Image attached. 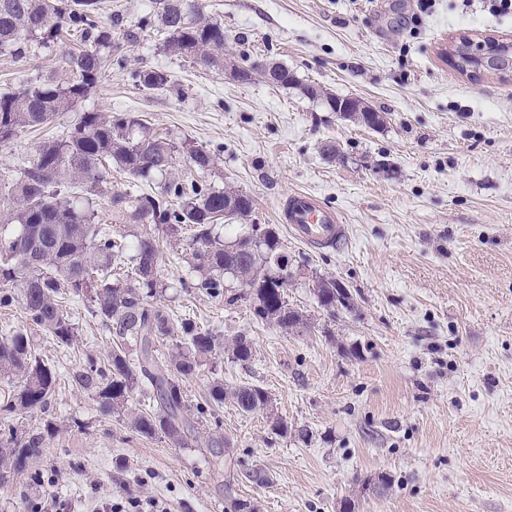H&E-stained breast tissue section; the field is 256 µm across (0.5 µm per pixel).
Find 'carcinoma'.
<instances>
[{
	"mask_svg": "<svg viewBox=\"0 0 512 512\" xmlns=\"http://www.w3.org/2000/svg\"><path fill=\"white\" fill-rule=\"evenodd\" d=\"M156 17L164 35V49L206 66L224 64V26L203 17L196 0H156ZM100 14L99 0H0V54L21 60L51 44L64 30L83 44L64 57L52 78H27L0 93V144L32 128L45 125L60 112H70L84 100L113 66L124 59L112 56V25ZM138 85L154 90L169 85L159 69L135 73ZM208 171L215 155L199 146L179 150L137 117L112 118L82 112L64 136L43 141L30 165L12 183L10 201L0 202V223L13 225L0 235V306L18 303L33 324L60 348L76 339L69 304L88 298L93 313L108 329L113 347L107 361L86 357L70 379L92 393L103 416L126 407L141 388L152 408L132 416L134 428L159 435L174 448L185 443L195 419L215 414L229 400L244 413L267 408L268 392L242 384L231 391L217 379L196 418L188 415L184 379L202 359L222 347L236 361L247 362L253 345L236 336L224 341L191 319L173 324L163 308L150 302L159 293L160 242L153 235L162 225L174 238L189 226L186 242L194 287L212 297L225 296L224 275L235 277L246 293H233L227 303L249 300L255 319L288 332L307 326L286 298L288 273L274 229L262 239L251 235L224 239V217L243 219L253 211L250 196L224 190L205 180L175 174L176 166ZM118 168L141 182L160 180V195H113V215L122 223L117 234L99 224L95 197L105 172ZM79 187V194L72 188ZM319 304L336 308L349 298L333 279L313 280ZM179 334L177 352L166 355L160 340ZM137 360L129 358V347ZM0 375L17 380L5 409L17 415L44 412L57 385L55 367L35 353L31 337L22 330L0 336ZM44 435L34 431L16 440H0V483L17 476L41 482L29 465L42 456Z\"/></svg>",
	"mask_w": 512,
	"mask_h": 512,
	"instance_id": "cac0c4a2",
	"label": "carcinoma"
}]
</instances>
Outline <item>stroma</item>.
Wrapping results in <instances>:
<instances>
[{"label": "stroma", "mask_w": 512, "mask_h": 512, "mask_svg": "<svg viewBox=\"0 0 512 512\" xmlns=\"http://www.w3.org/2000/svg\"><path fill=\"white\" fill-rule=\"evenodd\" d=\"M221 22L222 68L166 53L163 37L142 26L154 0H101L103 17L121 15L113 40L126 58L81 107L135 115L175 142L205 147L217 164L199 177L251 196V225L276 228L292 277L291 307L307 328L285 332L257 321L248 302L227 304L193 288L186 262L166 252L157 299L173 322L194 319L230 339H251L238 362L209 357L184 381L189 406L214 379L225 388L266 389V410L246 414L224 404L197 424L182 448L146 436L130 411L102 417L91 394L69 374L87 355L106 361L109 334L86 299H75L77 347L62 349L17 305L0 307V336L23 330L60 373L47 412L5 409L10 383L0 379V426L15 438L42 430L34 467L44 484L0 485V512L50 503L53 512H93L131 500H159L167 512H229L247 499L255 512H512V78L473 79L450 70L446 55L462 35L512 40V12L485 0H199ZM56 43L23 60L0 56V91L57 69L75 50ZM272 61L297 85L239 81L234 66ZM165 71L172 87L141 90L134 72ZM351 96L382 112L368 129L341 119L304 85ZM77 112L0 146V198L43 138L66 134ZM327 145L343 159L328 160ZM309 191L338 210L348 237L314 249L292 239L278 211L284 197ZM338 281L351 309L330 312L312 288ZM287 421L274 434L273 418ZM223 434L221 453L208 448ZM260 470L264 483L247 479Z\"/></svg>", "instance_id": "stroma-1"}]
</instances>
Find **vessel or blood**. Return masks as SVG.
I'll list each match as a JSON object with an SVG mask.
<instances>
[{
	"label": "vessel or blood",
	"mask_w": 512,
	"mask_h": 512,
	"mask_svg": "<svg viewBox=\"0 0 512 512\" xmlns=\"http://www.w3.org/2000/svg\"><path fill=\"white\" fill-rule=\"evenodd\" d=\"M279 219L292 238L314 248L337 245L347 234L340 213L309 192L288 195Z\"/></svg>",
	"instance_id": "b4317fda"
}]
</instances>
